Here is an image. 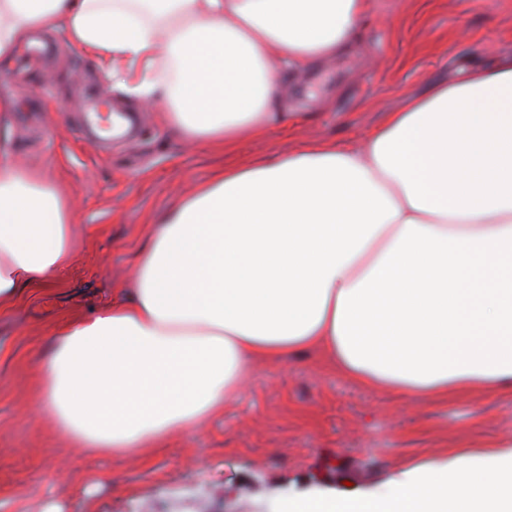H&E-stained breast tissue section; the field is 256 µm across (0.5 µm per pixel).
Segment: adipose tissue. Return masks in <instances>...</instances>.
<instances>
[{"label":"adipose tissue","instance_id":"obj_1","mask_svg":"<svg viewBox=\"0 0 512 512\" xmlns=\"http://www.w3.org/2000/svg\"><path fill=\"white\" fill-rule=\"evenodd\" d=\"M369 0H0V60L53 28L221 151L282 120L280 71L349 51ZM73 203L0 141V311L72 259ZM125 298L59 326L34 405L76 448L145 458L261 362L313 353L421 401L512 388V54L344 145L225 166L150 232ZM277 512H512V439Z\"/></svg>","mask_w":512,"mask_h":512}]
</instances>
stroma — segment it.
Listing matches in <instances>:
<instances>
[{
  "instance_id": "1",
  "label": "stroma",
  "mask_w": 512,
  "mask_h": 512,
  "mask_svg": "<svg viewBox=\"0 0 512 512\" xmlns=\"http://www.w3.org/2000/svg\"><path fill=\"white\" fill-rule=\"evenodd\" d=\"M512 54V0H372L352 51L307 74L281 73L285 127L218 154L187 147L156 110L128 98L58 32L35 34L0 65L13 103L0 134L74 202L73 259L59 282L0 313V512H272L274 494L363 487L409 464L512 438V392L415 403L368 390L307 354L258 365L242 393L148 463L93 455L57 436L31 400L54 329L130 293L151 227L227 163L271 160L305 143L343 144L410 96ZM134 114L133 135L82 130L85 105Z\"/></svg>"
}]
</instances>
